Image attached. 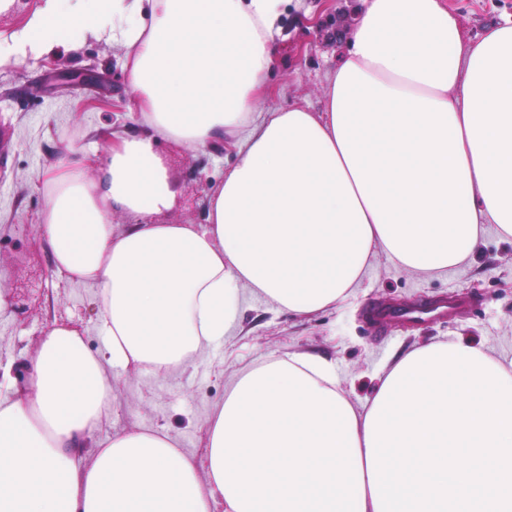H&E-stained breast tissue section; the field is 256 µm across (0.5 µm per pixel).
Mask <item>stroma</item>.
Segmentation results:
<instances>
[{
    "label": "stroma",
    "instance_id": "stroma-1",
    "mask_svg": "<svg viewBox=\"0 0 512 512\" xmlns=\"http://www.w3.org/2000/svg\"><path fill=\"white\" fill-rule=\"evenodd\" d=\"M465 39L512 20V0H447ZM320 0H291L281 21L276 71L264 108L295 105L319 109L325 77L335 65L341 39H315L302 20ZM127 59L111 36L89 35L55 55L0 65V364L11 380L0 394L28 378L27 366L53 325L66 324L102 346L98 306L91 286L58 279L40 228L50 166L66 160L67 147L104 153V132L128 126ZM159 149L176 191L165 224L206 221L211 189L235 161L232 148H186L172 142ZM239 322L223 344L206 349L184 368L156 374L134 368L112 372V420L108 432L158 429L186 451L202 455L206 422L237 375L265 360L307 352L333 361L342 387L354 402L365 401L376 377L400 353L448 336L484 345L512 360V243L487 227L474 256L438 275L402 269L377 256L354 297L336 308L291 314L243 289ZM458 297L457 314L417 324L389 322L377 331L371 308Z\"/></svg>",
    "mask_w": 512,
    "mask_h": 512
}]
</instances>
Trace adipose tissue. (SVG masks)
Returning <instances> with one entry per match:
<instances>
[{
	"mask_svg": "<svg viewBox=\"0 0 512 512\" xmlns=\"http://www.w3.org/2000/svg\"><path fill=\"white\" fill-rule=\"evenodd\" d=\"M285 2L42 0L0 44L1 63L111 34L145 126L49 172L53 265L95 288L104 341L52 327L26 388L0 399V512H374V402L307 353L238 375L203 458L165 431L100 434L108 367L184 368L223 343L242 288L312 314L353 297L377 254L433 274L486 225L512 242V25L466 41L445 0H360L321 108L262 110ZM163 140L234 149L206 223L156 222L176 203ZM116 212L134 224L114 232Z\"/></svg>",
	"mask_w": 512,
	"mask_h": 512,
	"instance_id": "obj_1",
	"label": "adipose tissue"
}]
</instances>
